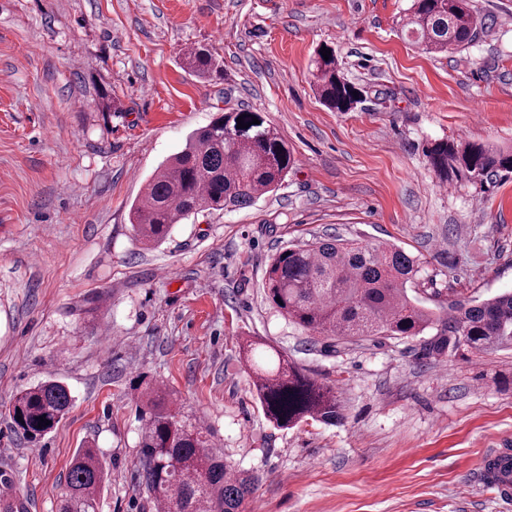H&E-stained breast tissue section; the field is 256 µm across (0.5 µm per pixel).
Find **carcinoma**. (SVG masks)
Wrapping results in <instances>:
<instances>
[{
  "instance_id": "obj_1",
  "label": "carcinoma",
  "mask_w": 512,
  "mask_h": 512,
  "mask_svg": "<svg viewBox=\"0 0 512 512\" xmlns=\"http://www.w3.org/2000/svg\"><path fill=\"white\" fill-rule=\"evenodd\" d=\"M484 22L469 0H411L400 19L403 39L431 53L460 51L475 43ZM314 52L312 65L320 101L350 112L361 90L347 80L336 51L329 59ZM188 68L200 78L214 66L211 55L189 48ZM243 117L248 127H237ZM259 123H252V118ZM439 172L456 170L471 180L512 173V148L442 141L428 151ZM292 150L260 112L230 108L188 135L185 146L160 164L131 206L138 241L153 246L175 224L200 212L242 208L277 190L294 166ZM420 262L387 243L317 238L284 248L268 263L262 287L288 321L312 335L344 344L355 338L435 335L426 346L452 354L461 348L490 353L512 348V293L486 300H439L435 308L409 297ZM262 343L243 345L252 384L264 415L279 429L313 420L331 423L341 414L334 389L310 377L288 355L265 346L266 361H254ZM138 442L140 487L161 512H242L260 477L232 467L211 450V433L199 420L176 410V398L159 384L145 388ZM69 388L53 380L20 390L9 417L13 429L36 444L69 412ZM22 420H17V416ZM49 424L38 425L40 418ZM106 474L95 448H81L68 472L59 512H97Z\"/></svg>"
}]
</instances>
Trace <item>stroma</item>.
<instances>
[{"label": "stroma", "mask_w": 512, "mask_h": 512, "mask_svg": "<svg viewBox=\"0 0 512 512\" xmlns=\"http://www.w3.org/2000/svg\"><path fill=\"white\" fill-rule=\"evenodd\" d=\"M467 50L409 45L408 0H0V488L57 512L77 449L109 463L99 512H155L138 484L139 397L161 381L261 478L245 512H512L477 471L512 448V350L428 353L425 339L329 347L267 301L281 249L316 236L419 257L435 298L512 292V173L439 175L435 142L512 147V0ZM335 49L364 91L350 112L313 87ZM218 63L208 79L186 48ZM227 108L277 126L297 163L252 206L189 216L146 250L129 211L157 166ZM285 351L333 386L336 424L275 428L240 358ZM73 396L44 441L14 433L16 391ZM183 57L188 68L200 78L207 77L214 66L211 55L200 49L188 48Z\"/></svg>", "instance_id": "stroma-1"}]
</instances>
